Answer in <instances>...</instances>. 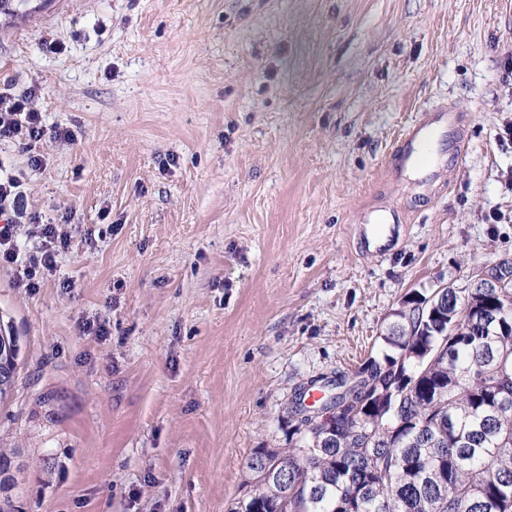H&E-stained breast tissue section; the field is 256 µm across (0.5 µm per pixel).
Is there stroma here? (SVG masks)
Returning a JSON list of instances; mask_svg holds the SVG:
<instances>
[{
  "instance_id": "35a3bbf8",
  "label": "stroma",
  "mask_w": 512,
  "mask_h": 512,
  "mask_svg": "<svg viewBox=\"0 0 512 512\" xmlns=\"http://www.w3.org/2000/svg\"><path fill=\"white\" fill-rule=\"evenodd\" d=\"M5 88L75 134L0 139L36 218L0 264L11 512H230L298 384L378 356L407 296L512 257V0H24ZM448 104L463 163L391 181L401 133ZM393 204L379 256L359 227ZM44 224L68 240L51 272ZM3 326V327H2ZM20 338L14 336L11 327L0 325V399L11 391L17 370L20 353ZM3 370V374H2Z\"/></svg>"
}]
</instances>
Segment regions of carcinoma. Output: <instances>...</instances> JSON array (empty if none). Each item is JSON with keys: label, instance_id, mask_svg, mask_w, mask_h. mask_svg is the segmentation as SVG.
Returning <instances> with one entry per match:
<instances>
[{"label": "carcinoma", "instance_id": "1", "mask_svg": "<svg viewBox=\"0 0 512 512\" xmlns=\"http://www.w3.org/2000/svg\"><path fill=\"white\" fill-rule=\"evenodd\" d=\"M512 285L456 288L429 315L416 293L380 336L383 362L312 379L288 408V447L256 448L245 484L265 495L230 512H512ZM20 338L0 326V399ZM316 410L334 429L301 417ZM375 421L364 427L360 418Z\"/></svg>", "mask_w": 512, "mask_h": 512}]
</instances>
